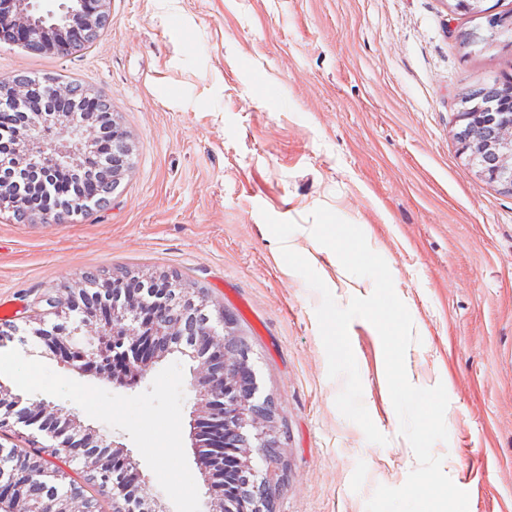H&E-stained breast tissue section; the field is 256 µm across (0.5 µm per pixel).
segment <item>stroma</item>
<instances>
[{
  "mask_svg": "<svg viewBox=\"0 0 512 512\" xmlns=\"http://www.w3.org/2000/svg\"><path fill=\"white\" fill-rule=\"evenodd\" d=\"M106 0L92 48L34 56L0 44V79H76L112 101L131 164L112 200L57 224L0 211V305L17 328L0 384L23 403L75 411L153 479L161 512H202L189 437L192 361L170 355L136 387L64 368L28 317L95 269L176 271L233 317L259 398L280 430L273 512H365L378 485L416 465L399 433L380 337L349 336L363 403L387 445L341 415L315 309L262 215L289 237L336 302L373 291L311 234L329 208L359 226L413 320L409 381L443 384L447 442L433 452L469 512H512V194L479 177L455 138L460 92L512 75V48L467 47L512 0ZM176 456H167V449Z\"/></svg>",
  "mask_w": 512,
  "mask_h": 512,
  "instance_id": "stroma-1",
  "label": "stroma"
}]
</instances>
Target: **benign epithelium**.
Returning <instances> with one entry per match:
<instances>
[{"mask_svg": "<svg viewBox=\"0 0 512 512\" xmlns=\"http://www.w3.org/2000/svg\"><path fill=\"white\" fill-rule=\"evenodd\" d=\"M88 0H62L59 7L43 8L40 0H0V22H7L18 32L23 44L45 43L51 31L67 20L90 24L93 15L84 12ZM16 103L26 100L27 87L21 83L0 80V91ZM458 144L461 153L468 155L480 177L486 182L512 193V106L491 107L487 112H476L466 105L457 115ZM99 122L84 116L52 112L47 122L24 128L16 138L22 142L31 157L33 171L42 178L50 177L53 168L43 163L44 157L57 154L77 157L84 147L98 142ZM121 282L104 278L103 290L110 300L86 299L87 290L64 286L68 297L47 299V304L62 323L47 330L45 320L38 319L39 327L32 333L51 342L63 365L80 375L95 374L112 382H125L130 375L140 380L165 353L153 346L157 336L175 333V322L164 312L160 299L152 306L130 298L120 288ZM237 335L236 323L222 312L213 314L200 331L201 340L190 347L187 356L195 362L191 386L196 398L206 409V416L193 420V446L204 470L207 486L206 512H256L255 503L234 496L228 490L234 467L252 465L249 448H236L230 439L240 429H247L256 447L262 448L272 437H279L275 419L263 418L253 411L256 397L245 401L238 393V380L243 370L251 366L249 348L234 350L224 341ZM21 399L0 385V408L10 415ZM32 424L48 415L53 424L42 423L40 431L57 441L47 448L35 441L28 457L39 460L42 467L56 470L55 478L64 487L53 501L43 505L24 497L29 471L15 467L13 476L0 484V512H83L81 485L70 479L66 470L56 464L60 455H66L82 469L102 476V489L112 501V512H133V506L148 504L151 499L149 477L133 458L122 451L98 455L80 453L74 448L70 432L80 431L75 415L48 412L42 402L33 404Z\"/></svg>", "mask_w": 512, "mask_h": 512, "instance_id": "7a95c632", "label": "benign epithelium"}]
</instances>
